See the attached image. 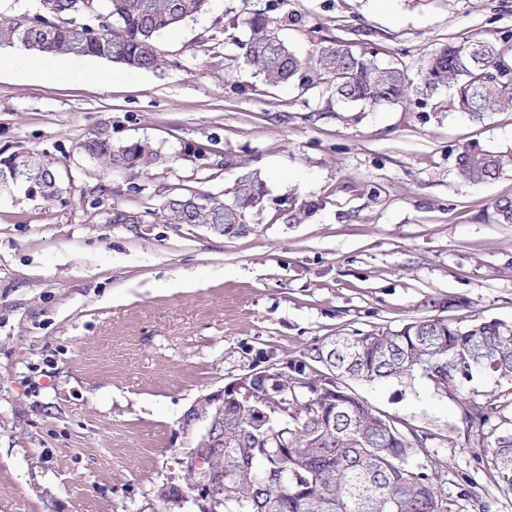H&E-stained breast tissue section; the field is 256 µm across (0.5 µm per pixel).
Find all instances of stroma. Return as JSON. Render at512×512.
I'll return each mask as SVG.
<instances>
[{
	"label": "stroma",
	"instance_id": "obj_1",
	"mask_svg": "<svg viewBox=\"0 0 512 512\" xmlns=\"http://www.w3.org/2000/svg\"><path fill=\"white\" fill-rule=\"evenodd\" d=\"M267 1L211 0L162 35L156 70L0 73V155L40 154L66 187L52 202L0 191V512H200L184 462L201 401L249 369L287 372L337 334L417 318L512 323V224L494 210L512 169L480 184L456 169L468 143L512 154V112L449 110L450 90L426 94L419 76L442 44L512 36V0H271L294 16L280 36L302 58L340 37L403 66L406 99L376 107L243 66L245 20ZM103 125L165 163L105 172L78 149ZM244 169L269 190L244 232L157 211L173 192L224 193ZM286 196L316 207L287 223ZM115 208L149 216L107 223ZM351 388L420 437L408 463H439L457 512H512L465 417L486 403L488 439L512 431L511 376L482 370L460 392L420 375Z\"/></svg>",
	"mask_w": 512,
	"mask_h": 512
}]
</instances>
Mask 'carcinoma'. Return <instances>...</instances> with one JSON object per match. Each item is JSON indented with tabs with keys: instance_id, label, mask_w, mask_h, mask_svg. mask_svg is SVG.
I'll return each instance as SVG.
<instances>
[{
	"instance_id": "1",
	"label": "carcinoma",
	"mask_w": 512,
	"mask_h": 512,
	"mask_svg": "<svg viewBox=\"0 0 512 512\" xmlns=\"http://www.w3.org/2000/svg\"><path fill=\"white\" fill-rule=\"evenodd\" d=\"M208 0H41L34 13L0 18V49L22 46L35 54L92 55L137 69L164 64L160 37L195 19ZM248 38L238 43L244 66L269 85L296 81L327 86L346 103L376 106L401 102L409 84L403 69L379 64L376 48H355L331 38L308 62L279 37L265 10L247 20ZM512 59V37L499 42L469 38L448 43L426 59L423 84L432 93L451 87L448 107L481 115L512 112V78L496 67ZM89 158L115 172L145 171L162 162L146 140L113 142L101 127L78 144ZM459 175L471 183L497 178L512 167V156L478 144L463 146ZM12 185L44 201L62 198L66 188L52 164L36 153L0 158V188ZM229 199L202 191L173 193L159 205L169 224H198L216 235L245 224L264 207L266 183L242 171ZM313 204L289 199L281 208L290 224H300ZM110 224H144L140 212L112 209ZM338 378L303 382L308 361ZM489 368L512 375V325L496 320L466 326L422 318L397 330L337 336L315 346L293 375L278 373L249 401L226 395L224 452L208 462L214 484L224 486L226 512H453L439 487L437 467L409 469L421 441L376 413L349 387L351 381L401 379L419 372L442 389H458L473 371ZM265 404L276 413L271 424L253 409ZM487 405H470L475 447L483 450L494 479L512 492V432L490 442L482 430Z\"/></svg>"
}]
</instances>
